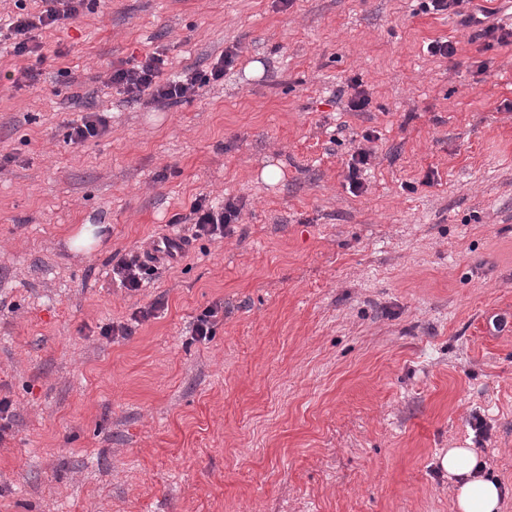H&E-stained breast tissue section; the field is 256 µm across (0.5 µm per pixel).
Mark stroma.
Instances as JSON below:
<instances>
[{
  "label": "stroma",
  "mask_w": 512,
  "mask_h": 512,
  "mask_svg": "<svg viewBox=\"0 0 512 512\" xmlns=\"http://www.w3.org/2000/svg\"><path fill=\"white\" fill-rule=\"evenodd\" d=\"M427 4L86 0L17 57L0 0V512H455L451 448L512 512V335L482 329L512 312V46ZM228 48L171 107L106 83L153 52L206 75ZM354 82L366 111L336 97ZM90 110L108 132L68 143ZM202 195L239 206L225 237L121 287L114 256ZM81 224L102 247L69 251ZM373 155V151L366 148H358L351 155L350 162L348 164V173H349V186L350 189L358 191L362 187V182L359 180V172L361 167H364L369 164V160ZM219 314L224 318V305L216 302L196 317L192 327V336L196 341L202 343L211 341Z\"/></svg>",
  "instance_id": "stroma-1"
}]
</instances>
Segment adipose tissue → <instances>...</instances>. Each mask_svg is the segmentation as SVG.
Segmentation results:
<instances>
[{
    "instance_id": "adipose-tissue-1",
    "label": "adipose tissue",
    "mask_w": 512,
    "mask_h": 512,
    "mask_svg": "<svg viewBox=\"0 0 512 512\" xmlns=\"http://www.w3.org/2000/svg\"><path fill=\"white\" fill-rule=\"evenodd\" d=\"M439 465L456 479L452 492L457 512H500V486L480 476L474 449H449L440 456Z\"/></svg>"
}]
</instances>
